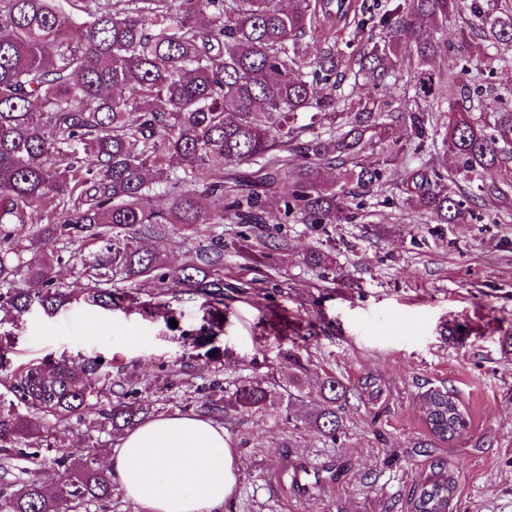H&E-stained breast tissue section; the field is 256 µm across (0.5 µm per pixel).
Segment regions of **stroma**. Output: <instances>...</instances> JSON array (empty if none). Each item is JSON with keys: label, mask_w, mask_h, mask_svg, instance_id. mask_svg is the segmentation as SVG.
Returning a JSON list of instances; mask_svg holds the SVG:
<instances>
[{"label": "stroma", "mask_w": 512, "mask_h": 512, "mask_svg": "<svg viewBox=\"0 0 512 512\" xmlns=\"http://www.w3.org/2000/svg\"><path fill=\"white\" fill-rule=\"evenodd\" d=\"M356 161L381 167V184L363 194L354 221L302 224L270 205L262 224L212 227L195 238L167 227L139 239L165 271L191 249L224 237V333L214 354L195 344L203 323L200 293L167 281L163 299L175 324L131 305L106 309L84 297L83 257L35 245L25 261L53 262L71 293L54 313L33 309L11 338L13 363L68 356L77 369L101 364L111 389L93 395L84 421L33 414L34 432L73 458H102L123 437L99 417L118 400L149 403V418L200 415L213 384L226 389L256 375H300L316 391L324 375L350 387L376 377L377 398L350 397L336 440L288 424L285 409L238 413L220 421L242 465L224 512H407L414 484L442 457L457 475L454 512H512V209L476 202L461 224H417L396 185L402 166L366 149ZM332 254L326 267L312 251ZM288 318L294 334L265 328V314ZM448 387L468 421L465 436L425 450L424 392ZM313 469L305 483L295 467Z\"/></svg>", "instance_id": "obj_1"}]
</instances>
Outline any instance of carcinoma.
I'll return each instance as SVG.
<instances>
[{
  "label": "carcinoma",
  "mask_w": 512,
  "mask_h": 512,
  "mask_svg": "<svg viewBox=\"0 0 512 512\" xmlns=\"http://www.w3.org/2000/svg\"><path fill=\"white\" fill-rule=\"evenodd\" d=\"M0 0V306L21 317L54 312L67 300L49 264L21 273L29 241L58 252L87 241L93 254L88 300L112 306L117 280H149L163 265L134 246L164 224H262L269 203L284 202L304 224H334L356 190L382 180L354 157L382 146L383 162L402 163L396 185L404 204L437 224H456L477 199L512 203V108L485 103L486 72L512 64V8L481 0ZM460 24L451 49L458 70L435 67L448 21ZM370 32H365V29ZM380 31L376 38L373 31ZM319 37L314 58L303 38ZM362 38L354 52L350 46ZM414 63L394 105L378 89L403 79L399 55ZM463 98L452 99L461 76ZM405 128L389 135L391 124ZM449 153L454 170L442 164ZM336 171L329 185L320 169ZM505 172L488 184L484 173ZM168 201L155 205L156 198ZM224 245L198 249L172 271L208 298L199 335L222 331V280L209 269ZM0 332V469L28 456L33 435L17 407L53 417L80 416L97 378L68 358L16 366ZM350 388L327 375L307 423L332 441L344 427ZM432 436L466 435L468 422L446 387L424 394ZM300 379L255 377L229 396L242 410L304 402ZM149 405L117 401L104 412L112 428L132 427ZM49 459L62 475L71 510L112 501V478L90 459ZM0 487V512H59L36 478ZM456 477L432 461L409 498L410 512H450Z\"/></svg>",
  "instance_id": "cac0c4a2"
}]
</instances>
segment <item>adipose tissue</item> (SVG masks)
Wrapping results in <instances>:
<instances>
[{
    "label": "adipose tissue",
    "instance_id": "obj_1",
    "mask_svg": "<svg viewBox=\"0 0 512 512\" xmlns=\"http://www.w3.org/2000/svg\"><path fill=\"white\" fill-rule=\"evenodd\" d=\"M107 467L148 512H221L240 476L223 425L194 416L139 424L110 451Z\"/></svg>",
    "mask_w": 512,
    "mask_h": 512
}]
</instances>
